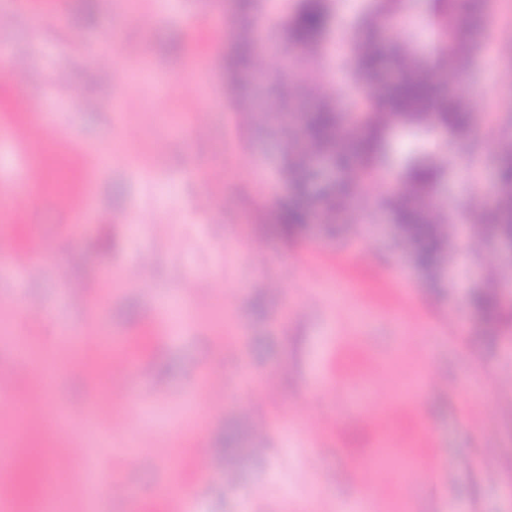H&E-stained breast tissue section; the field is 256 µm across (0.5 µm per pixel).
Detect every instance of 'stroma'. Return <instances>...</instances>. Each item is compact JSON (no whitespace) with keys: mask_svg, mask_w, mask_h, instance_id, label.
<instances>
[{"mask_svg":"<svg viewBox=\"0 0 512 512\" xmlns=\"http://www.w3.org/2000/svg\"><path fill=\"white\" fill-rule=\"evenodd\" d=\"M67 3L0 0V431L29 396L54 512H512V253L471 233L512 136V0H488L466 75L435 76L478 120L435 153L458 234L431 275L381 205L402 132L335 223L278 224L286 144L250 108L324 81L285 0Z\"/></svg>","mask_w":512,"mask_h":512,"instance_id":"35a3bbf8","label":"stroma"}]
</instances>
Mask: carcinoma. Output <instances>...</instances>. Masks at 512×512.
<instances>
[{"label":"carcinoma","instance_id":"1","mask_svg":"<svg viewBox=\"0 0 512 512\" xmlns=\"http://www.w3.org/2000/svg\"><path fill=\"white\" fill-rule=\"evenodd\" d=\"M434 21L413 22V37L385 58L376 42L356 44L335 64L349 71L362 85L364 97L352 117L339 111L333 94L316 92L315 107L299 113V132L306 149L288 157L286 172L295 190H300L308 168V148L314 147L336 162L347 179L335 191L308 201H295L283 208L281 223L292 231L320 212L330 220L336 199L346 200L362 192L386 154L389 132L395 127L434 137L448 135L462 141L474 124L469 104L455 93L436 94L427 71L446 68L455 73L467 70L477 49L474 31L483 21V0H429ZM403 9V0H372L361 16L368 27L380 28ZM331 0H292L285 21L295 44L310 57L322 60L328 54L332 24ZM432 43L428 61L417 55L418 38ZM497 177L500 193L494 228L505 240H512V140L501 142ZM439 172L433 160L419 147L404 161L398 187L382 203L400 225L420 265L433 272L447 260L448 213L439 210L434 199Z\"/></svg>","mask_w":512,"mask_h":512}]
</instances>
